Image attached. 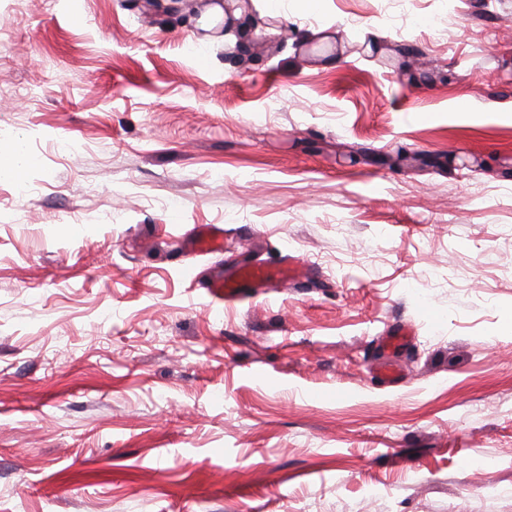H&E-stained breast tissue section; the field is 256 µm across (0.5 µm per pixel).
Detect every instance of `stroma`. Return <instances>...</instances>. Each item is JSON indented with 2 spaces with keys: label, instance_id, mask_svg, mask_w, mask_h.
I'll return each mask as SVG.
<instances>
[{
  "label": "stroma",
  "instance_id": "stroma-1",
  "mask_svg": "<svg viewBox=\"0 0 512 512\" xmlns=\"http://www.w3.org/2000/svg\"><path fill=\"white\" fill-rule=\"evenodd\" d=\"M180 2L0 0V512H512V0ZM33 159L28 155L23 144L14 142L0 150V170L9 173L17 181H24ZM286 282L281 272L272 271L261 263L234 266L230 272L212 279L208 288L210 294L217 300L237 297L244 288H263L271 280Z\"/></svg>",
  "mask_w": 512,
  "mask_h": 512
}]
</instances>
